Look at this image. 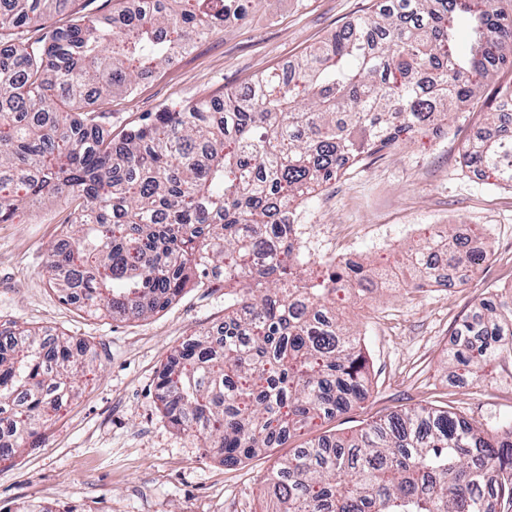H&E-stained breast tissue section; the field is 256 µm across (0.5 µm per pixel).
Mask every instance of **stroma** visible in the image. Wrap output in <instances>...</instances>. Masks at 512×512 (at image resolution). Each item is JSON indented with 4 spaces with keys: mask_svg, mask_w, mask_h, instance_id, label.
Masks as SVG:
<instances>
[{
    "mask_svg": "<svg viewBox=\"0 0 512 512\" xmlns=\"http://www.w3.org/2000/svg\"><path fill=\"white\" fill-rule=\"evenodd\" d=\"M382 0H261L246 21L225 24L171 63L143 76L132 96L105 105L113 138L150 112L220 98L310 46ZM512 69H499L478 104L445 138L425 132L338 174L303 201L297 228L307 259L325 244L352 249L375 272L371 291L344 311L368 366V396L325 419L315 436L350 434L414 406L448 409L472 423L512 421V382L475 387L442 367L457 323L496 289L512 285V186L470 168L466 146L485 126ZM70 207L60 198L0 224V324L49 329L83 341L95 358L78 398L53 417L39 447L0 461V512L37 501L55 512H261L274 462L267 453L224 465L171 427L156 398L168 356L224 320V287L186 289L162 310L129 319L61 301L45 271ZM483 227L487 263L465 287H386L387 267L435 225Z\"/></svg>",
    "mask_w": 512,
    "mask_h": 512,
    "instance_id": "obj_1",
    "label": "stroma"
}]
</instances>
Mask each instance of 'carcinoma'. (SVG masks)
Returning a JSON list of instances; mask_svg holds the SVG:
<instances>
[{
    "instance_id": "cac0c4a2",
    "label": "carcinoma",
    "mask_w": 512,
    "mask_h": 512,
    "mask_svg": "<svg viewBox=\"0 0 512 512\" xmlns=\"http://www.w3.org/2000/svg\"><path fill=\"white\" fill-rule=\"evenodd\" d=\"M75 0H0V224L59 195L72 204L69 243L47 271L70 304L140 317L189 287L210 288L215 270L238 288L225 334L197 335L168 357L156 384L170 425L235 466L285 446L317 420L366 396L360 339L336 301L371 282H304L307 261L290 214L296 202L363 157L397 145L424 122L470 111L484 82L508 65L512 14L492 0H389L301 56L298 79L260 73L248 97L186 100L151 112L117 142L106 113L89 107L131 95L159 62L210 37L261 0H143L120 27L91 13L51 24ZM465 20L469 41L455 26ZM42 35L22 39L25 28ZM512 87L499 90L486 134L466 163L512 184ZM446 249L465 276L480 262L454 233L409 249ZM446 368L471 382L512 378V287L466 315ZM92 366L82 342L0 329V422L11 443L0 457L38 447L50 413L78 393ZM263 512H512V423L477 426L420 406L346 437L320 438L273 465Z\"/></svg>"
}]
</instances>
